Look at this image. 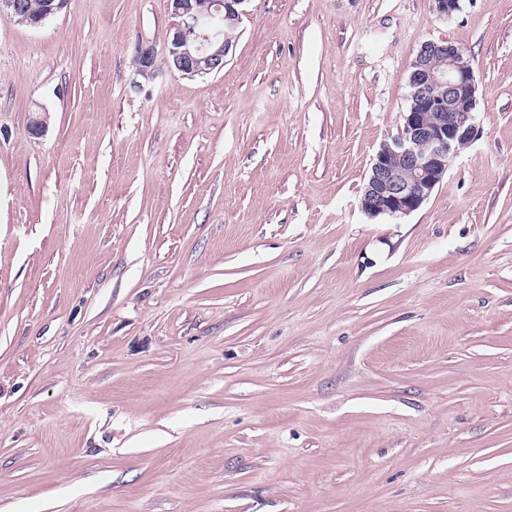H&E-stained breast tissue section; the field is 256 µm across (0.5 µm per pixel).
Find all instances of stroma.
<instances>
[{"mask_svg":"<svg viewBox=\"0 0 512 512\" xmlns=\"http://www.w3.org/2000/svg\"><path fill=\"white\" fill-rule=\"evenodd\" d=\"M171 21L0 15V512H512V0H252L195 79ZM427 41L478 133L371 218Z\"/></svg>","mask_w":512,"mask_h":512,"instance_id":"obj_1","label":"stroma"}]
</instances>
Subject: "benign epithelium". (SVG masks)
<instances>
[{
  "label": "benign epithelium",
  "instance_id": "7a95c632",
  "mask_svg": "<svg viewBox=\"0 0 512 512\" xmlns=\"http://www.w3.org/2000/svg\"><path fill=\"white\" fill-rule=\"evenodd\" d=\"M173 21L165 39V62L185 78L204 77L224 69L236 38L215 23H236L250 0H171ZM432 11L452 18L461 0H430ZM65 0H49L37 19L23 11L19 0H0V13L37 27L59 12ZM153 51L137 57L138 72H154ZM410 81L415 111L401 113L398 133L377 151L360 197L361 210L371 218L398 219L418 210L448 174L459 148L475 132V75L464 50L453 43L428 41L418 50Z\"/></svg>",
  "mask_w": 512,
  "mask_h": 512
}]
</instances>
